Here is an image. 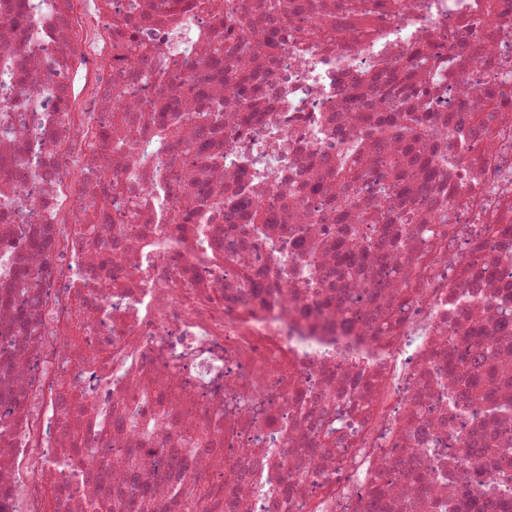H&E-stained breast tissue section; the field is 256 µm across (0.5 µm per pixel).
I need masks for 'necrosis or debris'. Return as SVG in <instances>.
Instances as JSON below:
<instances>
[{
    "label": "necrosis or debris",
    "instance_id": "1",
    "mask_svg": "<svg viewBox=\"0 0 512 512\" xmlns=\"http://www.w3.org/2000/svg\"><path fill=\"white\" fill-rule=\"evenodd\" d=\"M226 2L0 0V512H51L53 492L61 512H224L231 495L241 512H372L373 496L382 512H512V480L488 494L494 464L462 467L460 440L512 448V421L448 401L459 314L512 372L497 306L512 265L492 261L512 244V0L492 15L487 0H288L274 44L262 0ZM416 54L431 66L373 98L376 66ZM229 64L274 96L247 95ZM452 112L485 118L458 166L434 155ZM347 159L353 192L335 176ZM106 196L107 223H83ZM439 200L457 232L431 248ZM245 202L266 238L229 262L253 231L224 213ZM401 202L396 262L340 231L392 234ZM478 209L496 231L476 241ZM311 239L335 277L308 282ZM374 310L395 328L375 331ZM310 409L334 428L323 443ZM409 448L421 492L399 475ZM193 481L209 496L188 500Z\"/></svg>",
    "mask_w": 512,
    "mask_h": 512
}]
</instances>
